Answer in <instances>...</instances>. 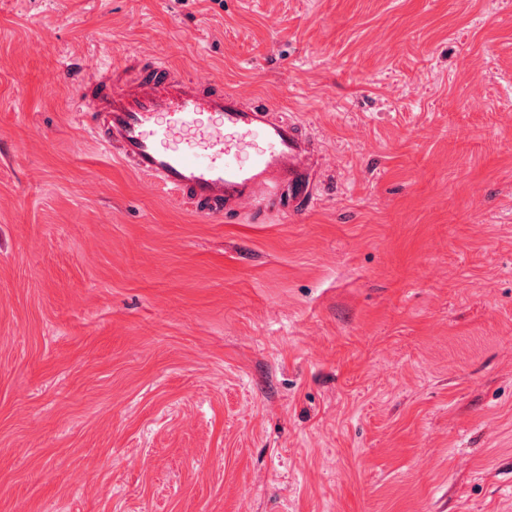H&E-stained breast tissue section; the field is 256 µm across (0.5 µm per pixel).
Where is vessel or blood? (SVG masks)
<instances>
[{
	"label": "vessel or blood",
	"instance_id": "vessel-or-blood-1",
	"mask_svg": "<svg viewBox=\"0 0 512 512\" xmlns=\"http://www.w3.org/2000/svg\"><path fill=\"white\" fill-rule=\"evenodd\" d=\"M77 98L101 148L199 213H296L315 201L320 150L303 124L244 105L217 81L131 54L82 78Z\"/></svg>",
	"mask_w": 512,
	"mask_h": 512
}]
</instances>
